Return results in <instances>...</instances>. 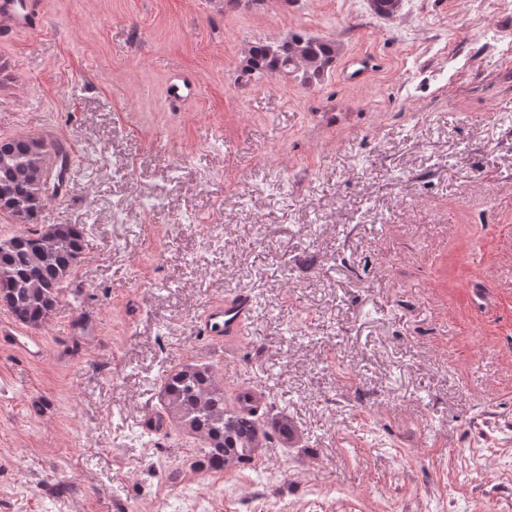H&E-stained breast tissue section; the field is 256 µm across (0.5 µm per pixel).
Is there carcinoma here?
Returning <instances> with one entry per match:
<instances>
[{"mask_svg": "<svg viewBox=\"0 0 512 512\" xmlns=\"http://www.w3.org/2000/svg\"><path fill=\"white\" fill-rule=\"evenodd\" d=\"M369 7L375 15L391 18L401 11L403 0H369ZM337 54L335 42L304 31L277 42H253L241 61L239 80L248 85L262 77L282 76L311 87L325 80ZM70 165V147L60 141L0 140V214L24 225L15 235L0 239V307L29 328H42L51 320L60 290L83 255L82 225H40L47 201L66 181ZM159 398L161 408L147 430L160 433L175 425L199 440L201 470L256 466L271 437L286 445L300 440L288 414L265 416L247 388L238 390L233 406H228L223 381L206 363L188 361L165 370Z\"/></svg>", "mask_w": 512, "mask_h": 512, "instance_id": "obj_1", "label": "carcinoma"}]
</instances>
